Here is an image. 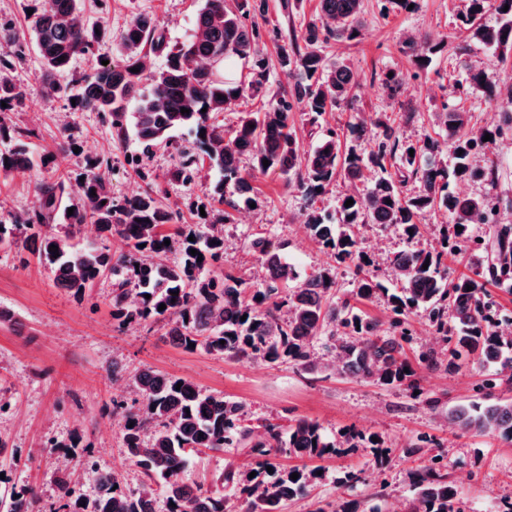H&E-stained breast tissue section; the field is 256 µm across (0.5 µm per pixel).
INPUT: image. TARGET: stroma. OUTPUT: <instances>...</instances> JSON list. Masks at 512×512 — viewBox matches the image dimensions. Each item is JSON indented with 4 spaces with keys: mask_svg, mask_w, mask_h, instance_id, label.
<instances>
[{
    "mask_svg": "<svg viewBox=\"0 0 512 512\" xmlns=\"http://www.w3.org/2000/svg\"><path fill=\"white\" fill-rule=\"evenodd\" d=\"M226 3L234 10L245 9L256 23L268 64V80L260 93L244 94L234 110L224 112L229 125L237 113L256 110L287 91L288 69L281 56L291 51L292 34L319 22L320 16L317 0ZM383 5L384 0H363L359 37L323 45L327 62H345L355 75L351 104L325 113L313 124L304 104L294 103L293 130L299 146L309 150L328 130L358 116L370 119L381 112H410L414 119L404 125L405 136L430 134L440 144V160H451L448 137L436 118L444 107L464 108L478 128H495L504 119L498 103L472 90L452 94V85L478 69H496L501 77L512 79V68H499L497 56L480 45L469 54L457 53L460 0H421L418 9L400 13L385 11ZM200 6L201 0H85L88 23L105 24L109 33L95 45L93 55L78 60L73 74L59 78V85L74 84L91 74L98 62L112 59L121 30L137 15L156 18L169 42H184L194 30ZM425 36L442 41L443 46L428 70L416 78L407 45ZM389 71L403 76L392 97L381 85ZM42 72L34 45H26L9 76L25 86L27 94L9 119L14 128L33 131L35 152L57 151L68 138L76 142L77 153H59L58 172L77 175L85 157H98L114 199L154 186L163 204L181 209L187 224L196 223L198 206H207L213 221L224 226V270L242 276L248 285L258 284L264 274L263 256L250 247L257 236L266 237L300 271L309 273L328 263L326 253L304 227L297 183L285 182L274 172L255 174L251 184L256 206L242 203L226 212L224 205L208 198L215 178L210 168H202L190 185L172 178L180 151L195 146L192 132L175 131L169 145L142 154L134 139L118 140L110 123L97 113L73 111L64 94L44 90ZM469 162L495 167L498 181L493 186L459 182L455 191L489 196L497 223L512 225V136L497 139L489 151L473 153ZM43 176L40 170L0 175V222L11 223L35 208L34 186ZM405 245L402 232L394 227L369 228L359 240L360 250L375 260L381 281L387 278L386 256ZM110 301L109 278L96 283L91 301L81 302L57 288L37 260L23 266L0 251V402L5 405L0 411V435L8 443L0 453V472L6 477L0 483V497L11 487L26 485L37 491L41 507L49 508L56 500L57 451L46 441L64 442L77 431L91 443L101 471H122L128 488H136L141 474L122 446L112 404L129 398L128 373L149 367L244 403L256 428L268 421L285 425L307 417L331 434L353 428L381 436L387 452L381 464L369 447L344 448L336 455L308 460V467L320 468L323 476L308 497L290 502L286 512H316L341 498L364 503L375 497L384 501L388 512H404L413 472L436 454L441 455L448 481L466 512H512V440L463 432L448 423V413L457 405L484 402L479 387L490 374L488 368L472 363L456 371L421 370L423 394L415 399L403 389L331 368L307 373L289 363L271 366L201 349L187 351L170 342L158 325L149 332L140 326L119 332L112 324ZM117 353L123 355L126 370L118 377L112 374V357ZM424 434L432 436V445L409 453V446ZM347 472L358 478L348 490L336 483Z\"/></svg>",
    "mask_w": 512,
    "mask_h": 512,
    "instance_id": "stroma-1",
    "label": "stroma"
}]
</instances>
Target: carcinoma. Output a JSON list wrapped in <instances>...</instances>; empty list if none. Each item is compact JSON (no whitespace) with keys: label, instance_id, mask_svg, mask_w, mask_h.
<instances>
[{"label":"carcinoma","instance_id":"cac0c4a2","mask_svg":"<svg viewBox=\"0 0 512 512\" xmlns=\"http://www.w3.org/2000/svg\"><path fill=\"white\" fill-rule=\"evenodd\" d=\"M79 2L45 0L35 13L31 40L48 85L90 53L99 39L96 31H104L86 23ZM202 2L194 34L181 45L168 46L153 17H135L120 33L118 59L97 64L80 82L72 109L110 117L117 138L133 134L145 152L168 142L177 130H194L197 154L180 162L172 178L190 184L197 178L198 162L208 161L221 172L210 196L232 209L236 202L224 199L226 185L246 194L255 172L276 171L288 182L297 179L305 198L307 231L332 263L302 276L265 238L255 237L250 247L264 256L267 275L249 288L242 277L216 271L224 260L223 227L180 223L179 211L160 204L152 189L114 200L96 159L87 160L85 170L74 178L60 175L38 182L37 209L10 224L0 222V250L36 256L54 283L78 298L88 296L102 277H110L112 320L118 329L161 322L165 336L187 351L202 348L215 356L289 363L313 372L317 364L311 345L324 336L342 373L381 386H404L411 393L420 390L418 372L405 353L414 341L409 323L414 311L425 313L440 345L438 351L431 348L418 354L420 366L443 362L448 369L475 362L486 366L512 352V332L504 331L512 327V311L501 309L487 290L489 285L512 283V226L489 224L485 200L449 188L451 176L495 184L494 169H474L469 157L512 132V82L493 70L468 73L467 88L506 108L509 124L505 129L474 130L463 109L455 106L441 113V123L453 139L451 167L441 162L420 165L423 156L437 154L438 141L429 135L415 143L406 141L400 125L385 113L372 122L377 138L370 147L367 122L355 119L339 133L328 131L313 150L302 154L292 132L293 102L306 103L314 118L348 102L354 73L343 62L328 64L321 44L335 38L355 39L363 0H318L325 26L313 23L293 36L305 43V52L296 60L283 55L284 65L295 64L288 93L261 110L239 113L228 129L218 115L237 96L260 89L267 68L259 54L256 26L247 24L246 14L227 9L224 0ZM489 9L498 15L495 27L477 23ZM460 22L464 26L460 54H466L473 42L493 50L502 61L512 54V0H467ZM21 47L20 35L1 26L0 68L8 69V57ZM147 47L165 53L163 66L150 75L143 54ZM411 48L414 67L424 72L440 43L423 38L411 42ZM233 58L249 62L250 67L246 76L229 81L224 78V63ZM133 67L139 72H132ZM25 95L26 89L0 75V103H18ZM133 102L136 108L130 112ZM183 108L188 112H181ZM487 134L490 140L485 142ZM28 137L0 117V141L12 142L7 151H0L1 172L25 173L54 162L53 153H34ZM389 159L398 160L410 172L418 190L407 189L406 179L387 174ZM338 175L363 189L339 197L332 214L315 207V200ZM73 194L79 196L76 204L71 202ZM349 199L353 204L347 207ZM427 210L443 211L450 218L443 225V250L415 247L394 253L389 266L399 287L393 290L365 274L373 262L364 260L358 250L359 229L394 225L414 240L420 236V219ZM479 223L488 225L481 239L470 233L471 226ZM86 224L96 225L102 237L116 239L122 249L112 251L84 241ZM172 224L175 232H165ZM52 245L58 252L49 250ZM463 246L486 253V265L473 277H450L445 260L451 256L460 261ZM192 249L197 255L190 254ZM170 252L175 253L172 259ZM341 264L354 266L362 277L349 296L337 299L332 290L336 266ZM174 292L178 296H172ZM360 300L385 301L391 312L389 327L383 330L363 315L357 307ZM162 304L166 308L160 311ZM131 382L134 397L114 403L113 413L121 416L122 445L142 474L140 487L126 488L122 473L100 471L88 453L83 470L94 478L96 490L87 497L80 492V476L70 464L74 453H65L58 459L53 512H147L148 504L156 507L161 499L167 512H283L288 501L307 496L320 476L305 467L279 468L275 458L281 452L322 458L361 441L381 449V442L373 441L371 434L349 429L330 437L317 421L306 418L295 419L286 428L268 423L257 433L248 424L244 403L206 394L186 379L151 368L134 373ZM448 421L477 435L494 433L512 440V401L462 405L449 411ZM226 448H243L257 458L256 476L251 478L228 462L211 486L186 478L191 453ZM413 488L406 512H463L437 456L416 470ZM37 503L34 489L22 487L11 491L8 512H37Z\"/></svg>","mask_w":512,"mask_h":512}]
</instances>
